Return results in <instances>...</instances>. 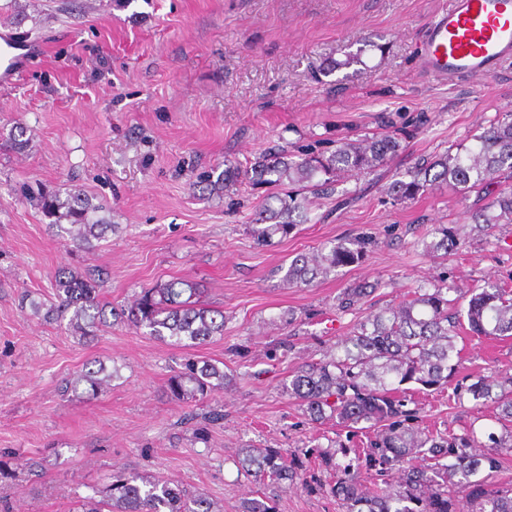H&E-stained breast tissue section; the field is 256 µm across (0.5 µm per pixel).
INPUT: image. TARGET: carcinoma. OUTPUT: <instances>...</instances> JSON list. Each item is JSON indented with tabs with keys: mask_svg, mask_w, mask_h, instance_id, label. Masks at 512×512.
<instances>
[{
	"mask_svg": "<svg viewBox=\"0 0 512 512\" xmlns=\"http://www.w3.org/2000/svg\"><path fill=\"white\" fill-rule=\"evenodd\" d=\"M476 144L454 154L424 160L410 172V180H396L387 194L404 203L418 197L428 183L446 182L477 198L491 202L466 211L474 229L489 234L500 224H512V188L497 192L490 187L512 179V112L489 122L475 137ZM400 148L393 135L376 140L336 141V148L320 153H277L255 160L249 167L207 172L197 184L213 191L234 185L238 178L251 184L281 189L279 207L255 214L252 232L264 244L276 235L288 236L296 218L308 212L306 193L326 194L343 175H368L384 166ZM41 209L52 218L55 237L76 250L97 247L116 231L103 212L81 190L70 188L66 197L37 193ZM433 240L422 241L424 250L455 251L459 229L436 224ZM366 242L339 239L297 255L283 280L309 285L337 269L359 262ZM103 272L63 269L52 284L54 302L47 308L27 302L34 314L71 335L90 340L106 328L123 323L165 344L194 349L224 335V312L201 300V289L189 281L172 279L144 288L134 300L117 309L100 298ZM378 284L346 288L338 309H360ZM512 338V291L496 282L460 292L447 280L420 285L397 304L360 318L352 334L336 342L318 359L296 367L282 390L294 397L313 422L335 421L347 429L346 440L336 438L330 449L313 448L309 455L333 472L329 485L315 472L292 467L281 448H241V469L259 486L288 488L302 481L341 500L345 512H465L456 490L469 492L471 512H512V487L492 488L483 469L494 470L504 452H512V375L475 377L466 385L452 384L460 366L465 336ZM118 369L99 360L86 362L64 382L65 390L86 385L89 398L111 385ZM231 377L218 363L188 354L180 370L166 381L171 399L197 403L224 390ZM452 388L448 400L467 394L475 402H491L500 410L501 433L488 434V443L472 429L461 434L431 432L417 424V409L409 408L413 396L424 391ZM83 512H215L202 494H190L179 485L157 477L117 475L105 487L92 489L84 498ZM239 512H277L272 496L261 493L243 499Z\"/></svg>",
	"mask_w": 512,
	"mask_h": 512,
	"instance_id": "cac0c4a2",
	"label": "carcinoma"
}]
</instances>
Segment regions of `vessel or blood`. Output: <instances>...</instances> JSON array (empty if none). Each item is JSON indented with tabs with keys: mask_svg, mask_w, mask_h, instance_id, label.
<instances>
[{
	"mask_svg": "<svg viewBox=\"0 0 512 512\" xmlns=\"http://www.w3.org/2000/svg\"><path fill=\"white\" fill-rule=\"evenodd\" d=\"M19 38L0 30V83L14 84L22 70ZM430 78L488 77L512 60V0H448L427 24L418 55Z\"/></svg>",
	"mask_w": 512,
	"mask_h": 512,
	"instance_id": "1",
	"label": "vessel or blood"
}]
</instances>
